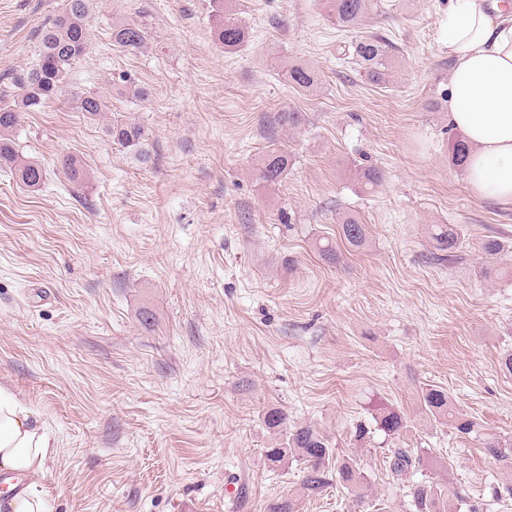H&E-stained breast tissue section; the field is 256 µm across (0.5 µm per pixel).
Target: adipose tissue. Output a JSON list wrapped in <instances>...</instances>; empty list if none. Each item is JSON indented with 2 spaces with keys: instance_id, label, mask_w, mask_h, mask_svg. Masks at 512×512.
Returning a JSON list of instances; mask_svg holds the SVG:
<instances>
[{
  "instance_id": "ef3b65f1",
  "label": "adipose tissue",
  "mask_w": 512,
  "mask_h": 512,
  "mask_svg": "<svg viewBox=\"0 0 512 512\" xmlns=\"http://www.w3.org/2000/svg\"><path fill=\"white\" fill-rule=\"evenodd\" d=\"M451 62L445 109L470 147L463 166L474 197L512 206V4L452 0L448 11ZM54 446L36 413L0 388V473L12 482L0 512H45L32 478L44 473ZM30 482L16 487L15 478Z\"/></svg>"
}]
</instances>
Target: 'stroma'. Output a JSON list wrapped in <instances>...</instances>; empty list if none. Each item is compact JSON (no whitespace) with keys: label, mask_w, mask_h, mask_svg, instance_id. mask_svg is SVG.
<instances>
[{"label":"stroma","mask_w":512,"mask_h":512,"mask_svg":"<svg viewBox=\"0 0 512 512\" xmlns=\"http://www.w3.org/2000/svg\"><path fill=\"white\" fill-rule=\"evenodd\" d=\"M376 2L358 32L394 46L382 86L338 60L351 36L321 0H234L251 33L234 54L213 41L212 0H93L72 86L147 127L149 159L62 97L14 132L20 155L44 165L43 187L0 170V387L56 443L36 479L49 512H267L288 496L296 512H354L346 489L308 496L297 465L268 468L270 407L356 458L396 512H412L409 486L428 477L512 512V498L496 500L512 473L430 424L418 399L445 388L489 433L512 436L500 367L512 276L479 274L484 240L512 245V206L472 196L452 160L450 0ZM64 6L0 0V101L17 98L14 76ZM127 22L148 33L132 54L111 39ZM299 62L319 72L316 89L287 83ZM284 110L301 125L276 123ZM273 143L291 162L270 185L256 168ZM67 156L82 182L67 178ZM364 165L384 171L380 189L357 180ZM348 213L367 243L327 265L315 243L338 240ZM436 224L460 226V263H435ZM382 405L407 415L433 468L392 480L382 435L355 440Z\"/></svg>","instance_id":"35a3bbf8"}]
</instances>
